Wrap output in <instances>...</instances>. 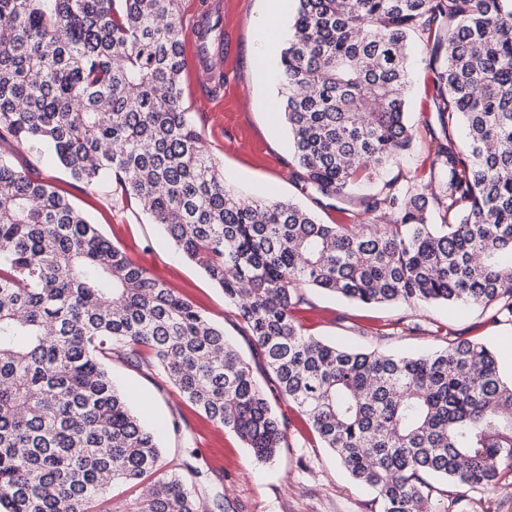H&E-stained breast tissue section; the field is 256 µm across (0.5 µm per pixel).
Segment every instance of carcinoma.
I'll return each mask as SVG.
<instances>
[{
  "label": "carcinoma",
  "instance_id": "carcinoma-1",
  "mask_svg": "<svg viewBox=\"0 0 512 512\" xmlns=\"http://www.w3.org/2000/svg\"><path fill=\"white\" fill-rule=\"evenodd\" d=\"M183 0H0V142L135 204L222 290L293 405L379 512H453L430 479L512 472V379L483 343L436 334L405 356L308 335L316 289L367 305H497L512 316V0H294L279 112L296 182L333 208L407 153L409 41L436 40L428 181L382 182L368 223L323 224L224 183L182 101ZM442 214V223L432 222ZM121 358L161 377L257 460L288 445L224 327L111 244L53 185L0 155V512H209L203 472L163 463L114 385Z\"/></svg>",
  "mask_w": 512,
  "mask_h": 512
}]
</instances>
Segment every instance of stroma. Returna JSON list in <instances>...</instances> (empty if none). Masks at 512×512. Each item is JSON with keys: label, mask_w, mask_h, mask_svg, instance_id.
<instances>
[{"label": "stroma", "mask_w": 512, "mask_h": 512, "mask_svg": "<svg viewBox=\"0 0 512 512\" xmlns=\"http://www.w3.org/2000/svg\"><path fill=\"white\" fill-rule=\"evenodd\" d=\"M233 2L229 21L235 35L234 61L224 75V88L232 94L230 111L235 117L230 120L227 113L205 108L190 78L183 83L184 103L200 116L205 142L224 163L226 184L245 195L291 198L311 205L306 191L291 178L288 130L277 110L279 54L264 51L255 26L256 18L266 10V0ZM433 41V36L425 34L410 47L413 82L407 120L416 135L413 148L383 171L385 178L402 184L425 181L432 161V140L441 134L434 110L439 90L427 54ZM10 159L17 169H32L34 176L67 192L112 244L223 326L225 336L249 361L258 383L271 388L265 361L255 353L222 289L188 261L145 214L135 207L115 206L106 189L72 180L50 155L14 151ZM306 297L309 307L300 319L314 336L417 354L436 347L433 332L443 328L452 335L483 342L512 359V321L493 306H365L314 290L307 291ZM401 317L419 323L420 331L385 335V324ZM112 375L147 422L165 425V462L185 461L200 467L208 492L220 496L224 512H379L374 492L350 480L335 456L308 433L290 404H274L276 412L291 422L288 446L276 461L264 464L236 434L201 417L172 385L118 358L112 361ZM174 420L179 421V429H170Z\"/></svg>", "instance_id": "obj_1"}]
</instances>
